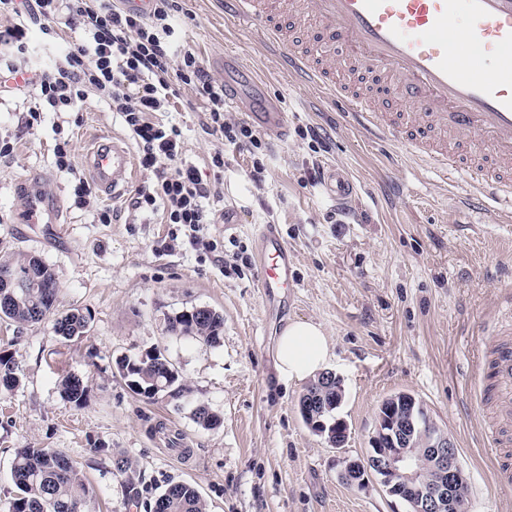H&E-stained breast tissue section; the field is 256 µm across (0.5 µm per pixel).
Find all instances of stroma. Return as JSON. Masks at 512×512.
I'll use <instances>...</instances> for the list:
<instances>
[{"label":"stroma","mask_w":512,"mask_h":512,"mask_svg":"<svg viewBox=\"0 0 512 512\" xmlns=\"http://www.w3.org/2000/svg\"><path fill=\"white\" fill-rule=\"evenodd\" d=\"M177 23L225 85L261 78L262 91L232 107L233 117L249 121L263 100L282 99L288 138L266 135L262 184L251 180L243 151L213 170L216 141L203 104L181 90L171 119L215 192V222L206 228L214 248L184 240L171 251L172 225L132 208L148 173L137 171L110 199L112 221L101 224L76 202L85 167L72 175L53 163L56 139H70L79 153L96 135L126 138L118 118L91 99L29 129L24 94L0 96V138L15 146L0 156V256L42 259L59 285L57 313L78 307L91 315L88 332L72 340L55 336L47 321L0 320V350L12 353L20 380L0 394V512L15 494L11 463L20 448L66 454L90 483L93 512H146V502L178 481L198 489L207 512H409L379 482L357 488L341 476L342 458L368 455L380 402L403 391L456 441L470 485L465 512H512V486L495 480L491 409L469 397L470 384H488L470 370L491 342L485 322L512 323V307L501 301L512 290V223H477L456 204L472 190L466 179L441 184L401 146L372 148L339 123L280 67L260 32L225 18L224 0H179ZM309 125L323 131L326 150L317 157L300 136ZM331 164L359 186L348 209H337L311 176L312 166ZM267 223L297 257L298 286L279 304L265 301L255 269L241 277L225 271L253 259L256 231ZM194 306L223 315L219 345L168 331L166 316ZM293 320L319 324L327 336L325 367L345 388L338 411L349 426L345 447L307 428L298 410L306 380L276 369L278 337ZM154 346L182 378L180 399L146 400L118 373L119 358ZM68 374L88 385L82 403L61 395L58 382ZM199 403L219 426L195 421ZM116 452L137 470L138 499L113 467Z\"/></svg>","instance_id":"stroma-1"}]
</instances>
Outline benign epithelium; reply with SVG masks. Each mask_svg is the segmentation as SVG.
Masks as SVG:
<instances>
[{"label":"benign epithelium","mask_w":512,"mask_h":512,"mask_svg":"<svg viewBox=\"0 0 512 512\" xmlns=\"http://www.w3.org/2000/svg\"><path fill=\"white\" fill-rule=\"evenodd\" d=\"M319 378L336 385V397L302 394L304 418L312 431L328 435L331 446L342 448L348 439L346 421L337 418L327 424L314 413L318 406L341 405L342 379L332 371L321 372ZM342 478L361 487L375 478L389 496L404 501L413 512H462L459 494L468 486L454 441L440 430L423 403L408 392L380 404L369 455L363 460H345Z\"/></svg>","instance_id":"obj_1"}]
</instances>
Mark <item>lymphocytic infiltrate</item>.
Wrapping results in <instances>:
<instances>
[{"instance_id":"f902f5d3","label":"lymphocytic infiltrate","mask_w":512,"mask_h":512,"mask_svg":"<svg viewBox=\"0 0 512 512\" xmlns=\"http://www.w3.org/2000/svg\"><path fill=\"white\" fill-rule=\"evenodd\" d=\"M176 0H152L149 11L125 0H0V93L29 95L25 125L47 113L81 111L88 98L116 114L137 149L140 168L152 179L139 187L132 208L162 211L183 227L190 243L209 249L204 233L214 223L211 191L185 155L182 132L163 121L182 88L208 115L218 142L210 165L223 169L228 150L256 153L263 141L224 111V83L207 73L194 45L176 37ZM74 33L65 40L62 29Z\"/></svg>"}]
</instances>
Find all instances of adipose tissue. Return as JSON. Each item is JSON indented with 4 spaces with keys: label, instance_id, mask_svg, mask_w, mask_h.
Segmentation results:
<instances>
[{
    "label": "adipose tissue",
    "instance_id": "adipose-tissue-1",
    "mask_svg": "<svg viewBox=\"0 0 512 512\" xmlns=\"http://www.w3.org/2000/svg\"><path fill=\"white\" fill-rule=\"evenodd\" d=\"M329 350L323 330L316 324L295 320L282 330L277 342V368L301 380L323 369Z\"/></svg>",
    "mask_w": 512,
    "mask_h": 512
}]
</instances>
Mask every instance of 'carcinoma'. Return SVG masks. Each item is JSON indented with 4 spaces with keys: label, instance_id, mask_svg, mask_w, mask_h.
Segmentation results:
<instances>
[{
    "label": "carcinoma",
    "instance_id": "1",
    "mask_svg": "<svg viewBox=\"0 0 512 512\" xmlns=\"http://www.w3.org/2000/svg\"><path fill=\"white\" fill-rule=\"evenodd\" d=\"M38 273L40 281L27 288L13 289L9 305H0V319L17 324H38L53 313L58 297V283L50 266L31 257L23 261L0 258V271H9L27 280L28 269ZM90 314L79 308L56 317L52 331L65 340L87 333ZM172 333L202 339L216 344L224 330V317L207 306H195L167 317ZM118 371L129 389L138 396L154 400L161 395L183 396L184 387L178 372L162 352L154 347L141 355L119 360ZM19 383L13 357L0 353V393L13 390ZM62 396L81 403L88 391L84 379L67 375L59 381ZM115 470L127 477V488L134 489L133 464L123 456L113 457ZM13 482L18 493L7 512H89L92 492L83 473L62 452L47 448H21L11 465ZM149 512H205V503L196 488L184 482L171 483L158 495Z\"/></svg>",
    "mask_w": 512,
    "mask_h": 512
}]
</instances>
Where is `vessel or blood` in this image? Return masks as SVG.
Returning a JSON list of instances; mask_svg holds the SVG:
<instances>
[{"mask_svg":"<svg viewBox=\"0 0 512 512\" xmlns=\"http://www.w3.org/2000/svg\"><path fill=\"white\" fill-rule=\"evenodd\" d=\"M224 16L253 24L281 65L314 87L370 142L401 144L441 175H467L487 199L484 222L512 220V0H224ZM253 118L285 138L274 106ZM99 189L117 195L133 154L101 136L82 154ZM328 196L355 188L332 168ZM257 285L272 301L294 287V254L277 229L257 233ZM491 372L501 482L512 480V342L494 341Z\"/></svg>","mask_w":512,"mask_h":512,"instance_id":"b4317fda","label":"vessel or blood"}]
</instances>
